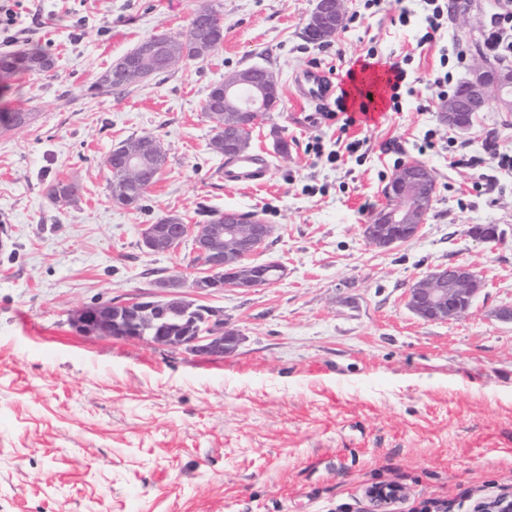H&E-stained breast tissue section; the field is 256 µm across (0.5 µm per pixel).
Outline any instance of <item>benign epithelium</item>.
Here are the masks:
<instances>
[{
	"label": "benign epithelium",
	"mask_w": 512,
	"mask_h": 512,
	"mask_svg": "<svg viewBox=\"0 0 512 512\" xmlns=\"http://www.w3.org/2000/svg\"><path fill=\"white\" fill-rule=\"evenodd\" d=\"M346 25L345 0H316L306 32L310 41L325 43ZM211 51L208 41L200 39L187 48L169 39L152 36L137 44L133 57L113 67L111 79L121 85L141 82L158 64H172L183 54L197 58ZM278 84L261 66H251L224 78V102L207 113L209 121L224 130L216 141L217 151L226 156L242 154L248 146L240 143L238 124L224 119V112H247L259 120L276 99ZM496 104L512 112V68L492 64L479 57L470 68L469 78L460 90L441 100L439 117L448 126L467 132L473 115ZM163 156L157 138H144L112 149V172L127 194L145 187L146 176L154 171ZM431 169L412 161L396 167L390 185L384 190L387 203L379 217L363 225L365 239L376 248L390 249L417 237L426 223L436 194ZM275 228L255 215L245 224L239 213L224 211L218 224H184L176 215L164 224H146L141 231V246L149 253H166L185 238L192 241L196 265L201 276L191 287L236 288L252 291L279 281L285 273L277 264V274L269 278L260 273L251 257L262 250ZM157 296H142L125 302H102L75 311L70 323L85 333H94L129 342L154 346L185 348L211 358L232 352L240 337L224 326V313L178 295L179 281L159 284ZM485 282L463 264L439 267L416 281L407 294L408 308L423 321H448L462 317L471 307ZM394 487L389 491L372 487L366 491L368 512H391L400 497Z\"/></svg>",
	"instance_id": "obj_1"
}]
</instances>
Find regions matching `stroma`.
I'll list each match as a JSON object with an SVG mask.
<instances>
[{"label":"stroma","mask_w":512,"mask_h":512,"mask_svg":"<svg viewBox=\"0 0 512 512\" xmlns=\"http://www.w3.org/2000/svg\"><path fill=\"white\" fill-rule=\"evenodd\" d=\"M204 0H26L23 40L56 67L0 87V512H366V491L401 489L392 512H474L512 496V112L489 106L459 133L429 106L440 50L451 86L482 53L495 0H453L437 42L421 43V0H347L333 41L311 43L314 0H217L223 44L122 93L92 94L101 74L147 37L187 32ZM410 21L400 24L401 8ZM413 80L345 133L359 153L332 165L335 99L303 102L312 66L333 85L367 53ZM274 72L280 99L251 135L273 171L260 188L225 185L203 112L209 89L250 66ZM158 137L167 162L138 207L116 205L105 159L132 136ZM287 139L289 153L274 149ZM476 158L473 166L460 157ZM431 167L437 192L416 238L391 250L362 232L400 163ZM74 182L59 206L49 187ZM258 214L275 227L254 262H281L265 288L198 295L191 242L164 254L140 246L143 225L212 210ZM497 225L495 244L472 226ZM469 266L486 282L465 316L426 322L409 287L435 268ZM161 279L224 312L240 342L221 359L73 329L75 310L154 293Z\"/></svg>","instance_id":"1"}]
</instances>
